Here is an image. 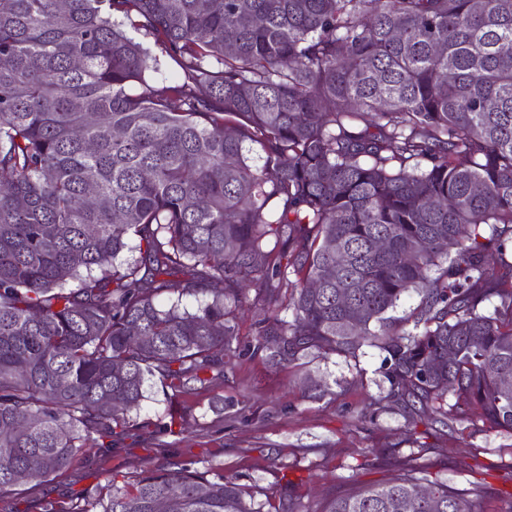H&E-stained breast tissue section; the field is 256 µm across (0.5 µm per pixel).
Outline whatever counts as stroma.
Wrapping results in <instances>:
<instances>
[{"mask_svg":"<svg viewBox=\"0 0 512 512\" xmlns=\"http://www.w3.org/2000/svg\"><path fill=\"white\" fill-rule=\"evenodd\" d=\"M266 316L260 308L246 311L223 380L177 396L189 432L157 433L169 404L153 386L138 416L142 430L96 465L79 457L54 480L28 484L6 507L35 512L45 498L104 496L107 481L122 487L144 466L193 459L200 469L236 477L257 503L279 497L292 481L298 512H316L326 496L386 481L408 464L454 487H486L493 493L486 512H502L499 494L512 492V435L468 422L429 432L392 404L365 412V403L386 393L383 350L367 344L354 359L307 355L274 364L255 349Z\"/></svg>","mask_w":512,"mask_h":512,"instance_id":"35a3bbf8","label":"stroma"}]
</instances>
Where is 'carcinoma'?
Wrapping results in <instances>:
<instances>
[{
  "instance_id": "carcinoma-1",
  "label": "carcinoma",
  "mask_w": 512,
  "mask_h": 512,
  "mask_svg": "<svg viewBox=\"0 0 512 512\" xmlns=\"http://www.w3.org/2000/svg\"><path fill=\"white\" fill-rule=\"evenodd\" d=\"M505 42L512 0H0V501L138 429L152 380L223 378L251 291L270 362L370 340L387 398L512 435ZM106 481L44 512H295L193 460ZM485 498L411 467L322 512Z\"/></svg>"
}]
</instances>
